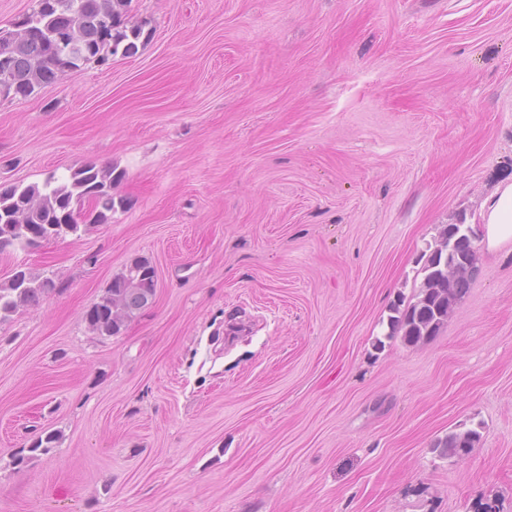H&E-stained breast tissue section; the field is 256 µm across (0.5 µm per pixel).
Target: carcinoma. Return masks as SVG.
<instances>
[{
    "label": "carcinoma",
    "instance_id": "carcinoma-1",
    "mask_svg": "<svg viewBox=\"0 0 512 512\" xmlns=\"http://www.w3.org/2000/svg\"><path fill=\"white\" fill-rule=\"evenodd\" d=\"M130 0H37L36 8L7 29L0 39V86L12 98H26L55 82L59 75L76 74L89 63H105L118 54L138 50L144 27L129 18ZM113 171L94 164L50 174L42 183L0 187V252L20 249L30 235L43 239L54 234L80 236L93 224L112 219L116 200ZM88 210H83L84 204ZM475 261L472 241L463 225L448 224L422 268L424 278L416 301L396 309L397 328L404 339L419 343L438 334L457 302L471 288ZM55 290L48 277L25 270L21 279L0 283V321L21 309L39 304ZM156 290V273L149 262L136 259L116 277L97 302L85 312L88 329L97 336L118 334L126 321L146 308ZM479 440L475 430L450 432L434 449L442 458L467 454ZM49 435L19 454L14 464H25L45 452Z\"/></svg>",
    "mask_w": 512,
    "mask_h": 512
}]
</instances>
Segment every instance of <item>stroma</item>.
<instances>
[{"label": "stroma", "mask_w": 512, "mask_h": 512, "mask_svg": "<svg viewBox=\"0 0 512 512\" xmlns=\"http://www.w3.org/2000/svg\"><path fill=\"white\" fill-rule=\"evenodd\" d=\"M129 10L136 54L0 101V184L94 163L124 202L0 253L56 284L0 322V512H512V243L436 336L390 326L512 182V0ZM137 258L151 304L94 336ZM132 267L141 273L134 275ZM156 283L154 267L145 260H134L112 279L104 294L85 312L88 329L96 336L118 334L126 321L151 303ZM478 440L479 433L475 430L449 432L434 445V449L441 458L451 459L467 454Z\"/></svg>", "instance_id": "stroma-1"}]
</instances>
